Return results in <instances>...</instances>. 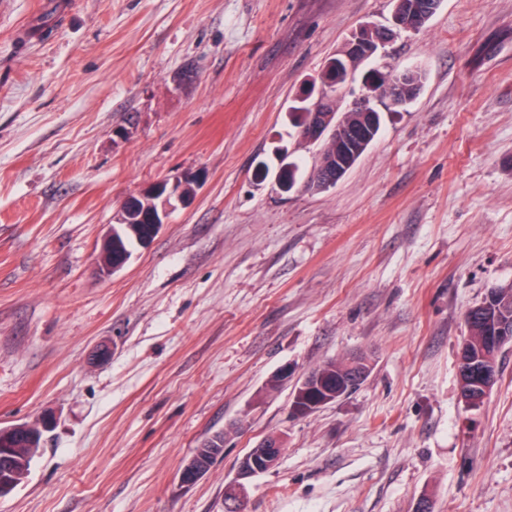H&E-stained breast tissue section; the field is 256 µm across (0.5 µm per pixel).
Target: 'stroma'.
I'll return each instance as SVG.
<instances>
[{"mask_svg": "<svg viewBox=\"0 0 512 512\" xmlns=\"http://www.w3.org/2000/svg\"><path fill=\"white\" fill-rule=\"evenodd\" d=\"M392 10L0 0V427L54 421L0 512H224L269 435L285 451L244 512H512V345L480 407L458 373L467 310L512 286V0H441L386 45L421 89L333 187L308 188L322 145L289 116ZM178 174L192 204L101 276L120 205ZM354 357L356 391L292 414ZM219 431L223 460L181 487ZM352 366H355V368L356 366H360L361 369L366 372L365 376L364 374H357L355 372L347 375L351 372ZM367 373L368 366L362 358L353 359L352 361H329L319 368L314 369V372L311 373L312 376H315V380L311 383V388L308 391L307 398L309 400H314L318 397H330L336 401V386L339 379L345 376L342 384L343 382L347 383L349 390H351L361 378L366 377ZM210 469L206 468L194 456H191L182 466L179 472V482L182 487L190 488L201 480Z\"/></svg>", "mask_w": 512, "mask_h": 512, "instance_id": "stroma-1", "label": "stroma"}]
</instances>
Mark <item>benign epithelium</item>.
Masks as SVG:
<instances>
[{
    "mask_svg": "<svg viewBox=\"0 0 512 512\" xmlns=\"http://www.w3.org/2000/svg\"><path fill=\"white\" fill-rule=\"evenodd\" d=\"M439 6L438 0H413L410 13L417 19L430 18ZM369 31L373 38L363 36ZM395 32L388 27H379L370 23L361 25L347 40L343 50L326 65L320 76V87L317 98L309 102L305 98L297 100L291 107L294 112H311L312 122L303 131L302 139L318 141L328 137V141L342 147L340 156L336 159V168L322 181V187L327 188L336 184L353 166V158L359 147L372 141L373 127H352L347 123L346 116H337L335 110V88L352 79L357 66L378 56L380 50L390 41ZM336 70V76L329 71ZM414 76V70L405 68L401 74L386 81L387 99L395 101L398 88ZM152 195L159 199L152 204V223L154 231H159L167 223L169 215L178 207L188 206L193 198V192L187 191V181L175 177L158 184ZM479 385L488 392L496 382L494 353L487 354L478 372ZM283 441L276 436H268L265 441L252 449L237 463L234 477L227 483V500L224 507L227 512H235L239 503L245 501L247 485L251 478L261 475L276 466L282 452ZM208 468L195 457H190L179 472L181 486L190 488L207 474Z\"/></svg>",
    "mask_w": 512,
    "mask_h": 512,
    "instance_id": "1",
    "label": "benign epithelium"
}]
</instances>
